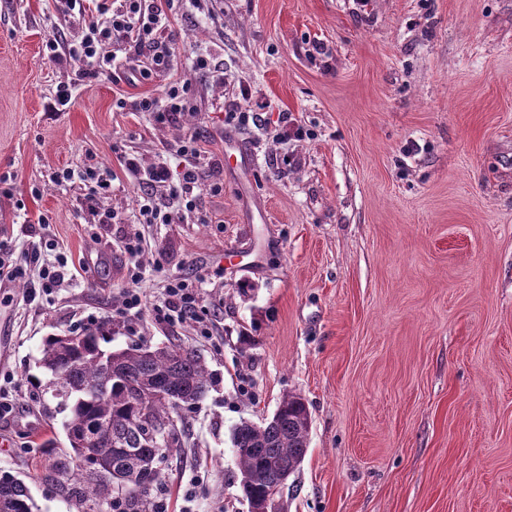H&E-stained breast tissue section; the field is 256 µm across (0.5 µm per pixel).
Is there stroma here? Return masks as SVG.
<instances>
[{
  "instance_id": "35a3bbf8",
  "label": "stroma",
  "mask_w": 512,
  "mask_h": 512,
  "mask_svg": "<svg viewBox=\"0 0 512 512\" xmlns=\"http://www.w3.org/2000/svg\"><path fill=\"white\" fill-rule=\"evenodd\" d=\"M185 6L177 58L208 54L255 91L260 127L226 124L218 87L193 79L224 192L201 188L208 224H130L138 203L117 148L153 163L179 129L118 97L159 94L131 74L78 86L42 45L72 35L53 0H0V241L15 254L54 239L72 277L51 299L0 287V472L26 480L35 512H67L35 480L39 446L68 441L41 375L42 343L73 316L108 320L109 349L183 344L211 384L190 436L160 464L167 512H249L234 428L301 396L309 445L281 512H512V0H217ZM306 131L287 135L285 117ZM294 163L276 171L277 155ZM95 161L116 174L91 224L78 185L55 170ZM52 222L40 226L39 215ZM140 232L142 284L198 286L224 327L204 339L145 316L112 319L128 283L125 235Z\"/></svg>"
}]
</instances>
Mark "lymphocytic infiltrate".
I'll return each mask as SVG.
<instances>
[{
  "label": "lymphocytic infiltrate",
  "mask_w": 512,
  "mask_h": 512,
  "mask_svg": "<svg viewBox=\"0 0 512 512\" xmlns=\"http://www.w3.org/2000/svg\"><path fill=\"white\" fill-rule=\"evenodd\" d=\"M56 10L81 21L80 31L70 38L53 37L42 46L44 59L70 68L68 82L59 84L56 103L70 104L75 87L88 79L128 71L142 79H157L163 84L161 95L145 96L134 102L117 99L118 108L142 112L160 125L176 126L186 115L195 113L198 106L190 79L191 74L206 75L212 85H227L223 68L206 55H196L189 63V74L175 71V38L171 20L177 14L176 0H54ZM206 132H187L166 145V155L174 153L185 159L179 176H172L163 160L144 164L133 151H121L123 168L134 176L140 195L135 216L139 224H179L186 216L197 223L208 221L197 190L207 187L212 193L224 189V167L209 158L203 145ZM55 182L79 183L83 189V206L98 224H121L122 213L102 207L101 202L112 194L113 174L99 163L83 169L70 168L55 172ZM43 243L32 244L23 257L0 251V285L25 281L29 288L49 295L63 287L68 277L67 260L56 255L48 260L43 256ZM133 289L127 290L119 306L112 311L114 318L130 321L149 308L154 321L174 327L193 323L199 336H216L213 317L202 306L200 294L182 276L170 277L163 292L151 306H144L143 295L136 285L144 278L140 266L129 270Z\"/></svg>",
  "instance_id": "lymphocytic-infiltrate-1"
}]
</instances>
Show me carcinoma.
<instances>
[{"instance_id": "1", "label": "carcinoma", "mask_w": 512, "mask_h": 512, "mask_svg": "<svg viewBox=\"0 0 512 512\" xmlns=\"http://www.w3.org/2000/svg\"><path fill=\"white\" fill-rule=\"evenodd\" d=\"M103 330L48 337L40 367L45 388L69 408L63 428L69 449L51 439L41 444L36 480L74 512H162L158 464L182 447L185 413L205 396L209 373L183 345L157 350L104 351ZM172 420L179 430L157 439L146 421ZM311 415L296 394L284 396L262 426L243 421L233 431L237 480L250 509H265L272 490L300 467L309 445ZM30 488L0 473V512H34Z\"/></svg>"}]
</instances>
